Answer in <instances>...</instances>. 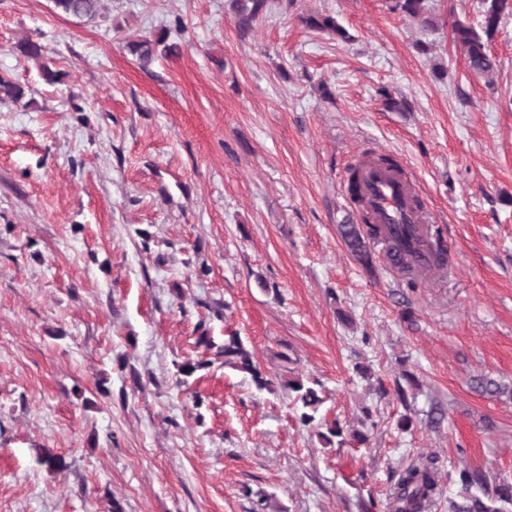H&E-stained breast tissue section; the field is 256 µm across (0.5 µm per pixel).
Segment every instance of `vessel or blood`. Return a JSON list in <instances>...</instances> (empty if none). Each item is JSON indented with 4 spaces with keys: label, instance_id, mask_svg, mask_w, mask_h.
Returning a JSON list of instances; mask_svg holds the SVG:
<instances>
[{
    "label": "vessel or blood",
    "instance_id": "b4317fda",
    "mask_svg": "<svg viewBox=\"0 0 512 512\" xmlns=\"http://www.w3.org/2000/svg\"><path fill=\"white\" fill-rule=\"evenodd\" d=\"M361 209L384 233H395L412 252L411 263L418 274H426L432 263L429 234L420 201L410 181L399 171L374 161L362 164Z\"/></svg>",
    "mask_w": 512,
    "mask_h": 512
}]
</instances>
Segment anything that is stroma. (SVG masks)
Segmentation results:
<instances>
[{
	"label": "stroma",
	"mask_w": 512,
	"mask_h": 512,
	"mask_svg": "<svg viewBox=\"0 0 512 512\" xmlns=\"http://www.w3.org/2000/svg\"><path fill=\"white\" fill-rule=\"evenodd\" d=\"M104 3L86 22L0 0V75L28 98L0 103V512H388L417 462L449 512L460 469L512 478V401L476 388L512 384V16L485 78L451 41L479 0H431L432 29L393 0H296L246 33L227 0ZM318 13L347 39L301 23ZM166 26L179 55L141 68L124 38ZM381 155L451 240L453 269L413 288L339 234L349 167ZM232 333L269 389L198 342ZM284 387L288 390V394L293 399L295 405L303 410L300 414L301 421L305 425L313 423L315 420L314 414L322 403L317 390L309 385V383H304L301 379L288 380Z\"/></svg>",
	"instance_id": "35a3bbf8"
}]
</instances>
